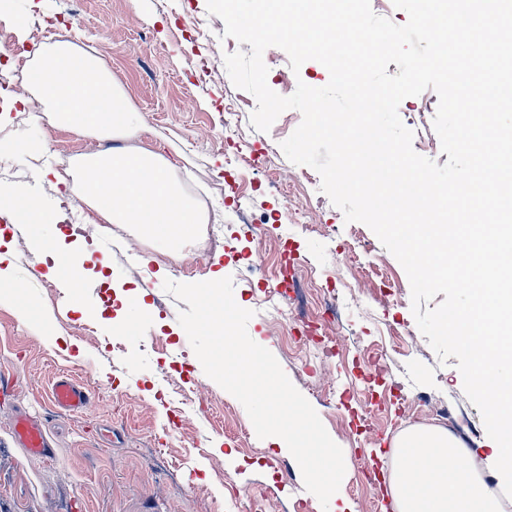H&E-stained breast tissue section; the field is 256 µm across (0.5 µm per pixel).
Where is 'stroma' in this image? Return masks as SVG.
<instances>
[{
	"label": "stroma",
	"instance_id": "35a3bbf8",
	"mask_svg": "<svg viewBox=\"0 0 512 512\" xmlns=\"http://www.w3.org/2000/svg\"><path fill=\"white\" fill-rule=\"evenodd\" d=\"M54 16L69 25L64 41L110 72L141 130L114 138L75 132L49 113L25 111L31 85H14L0 100V198L28 193L33 168L58 169L61 150L82 159L135 147L163 155L176 180L207 187L211 223L196 225L177 250L134 224L102 230L88 206L60 207L62 196L80 194L72 167L62 191L38 189L40 201L57 209L56 224L43 230L46 247L33 244L26 225L11 224L0 242L16 284L0 293V512H247L259 489L267 496L264 512H297L302 501L307 512H322L290 452L258 438L244 406L205 374L178 321L186 304L163 288L167 279L188 282L189 267L199 268L203 281L232 277L236 303L253 312L249 336L273 353L341 447L346 473L339 491L355 512H396L381 481L401 437L434 425L404 414L407 401L423 393L476 427L477 436L462 443L480 475L493 473L494 442L464 393L457 358L440 362L419 330L403 267L367 225L345 221L321 193L314 169L284 155L280 143L300 125V111H284L266 133L251 125L256 100L232 84L224 64L225 54L250 46L225 37L207 0H0V24L10 34L16 19L31 24ZM263 61L269 87L283 96L298 82L322 87L330 79L314 60L292 71L277 47L267 48ZM437 106L429 89L404 99L398 113L405 121L421 111L413 148L442 165L448 156L433 128ZM231 107L239 122L228 134L224 114ZM253 152L265 153L266 164L245 165ZM310 197L320 201L311 217L322 225L319 233L290 219ZM259 226L269 232L263 244L255 239ZM58 238L80 242L98 261L79 283L49 276L50 243ZM282 242L316 279L336 282L339 353L312 378L251 281L253 268L276 269ZM129 291L147 313L126 305ZM399 325L400 340L391 334ZM377 348L384 359L375 358ZM62 373L87 384L88 412L52 406L51 383ZM20 413L43 422L50 458L15 443L11 420Z\"/></svg>",
	"mask_w": 512,
	"mask_h": 512
}]
</instances>
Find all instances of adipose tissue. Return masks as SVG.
Masks as SVG:
<instances>
[{"label":"adipose tissue","mask_w":512,"mask_h":512,"mask_svg":"<svg viewBox=\"0 0 512 512\" xmlns=\"http://www.w3.org/2000/svg\"><path fill=\"white\" fill-rule=\"evenodd\" d=\"M31 82L46 111L78 131L133 136L138 128L125 94L99 60L69 42L39 57ZM78 176L86 202L105 223L134 224L171 246H180L194 225L210 215L190 201L172 179L168 163L146 150H115L83 161ZM438 430L405 437L393 458L389 489L398 512H497V502L474 462L449 469L448 455L463 454Z\"/></svg>","instance_id":"1"}]
</instances>
